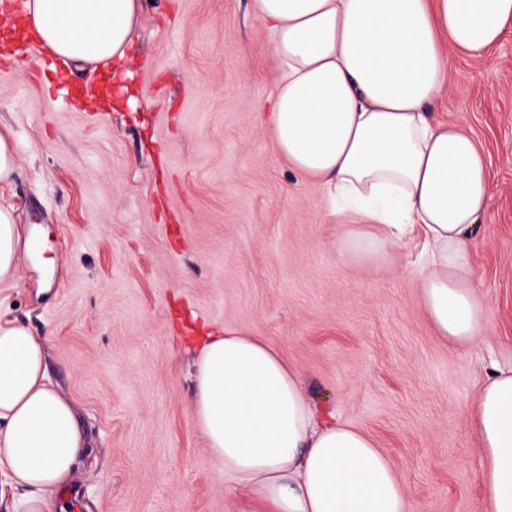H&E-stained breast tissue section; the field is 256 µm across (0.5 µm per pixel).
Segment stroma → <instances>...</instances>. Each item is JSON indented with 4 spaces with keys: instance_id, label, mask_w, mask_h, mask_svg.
<instances>
[{
    "instance_id": "35a3bbf8",
    "label": "stroma",
    "mask_w": 512,
    "mask_h": 512,
    "mask_svg": "<svg viewBox=\"0 0 512 512\" xmlns=\"http://www.w3.org/2000/svg\"><path fill=\"white\" fill-rule=\"evenodd\" d=\"M129 94L111 66L69 77L4 61L0 132L17 157L0 182L26 259L0 284V317L45 341L47 377L85 437L72 483L80 512H238L247 490L193 419V331L261 336L301 373L313 403L384 448L416 512H486L467 410L491 358L512 354V35L487 57L450 61L432 107L481 143L490 197L471 242L492 317L477 344L436 336L403 266L342 263L340 225L319 185L279 157L254 104L277 76L253 0H143Z\"/></svg>"
}]
</instances>
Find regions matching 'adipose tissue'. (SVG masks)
<instances>
[{
    "instance_id": "ef3b65f1",
    "label": "adipose tissue",
    "mask_w": 512,
    "mask_h": 512,
    "mask_svg": "<svg viewBox=\"0 0 512 512\" xmlns=\"http://www.w3.org/2000/svg\"><path fill=\"white\" fill-rule=\"evenodd\" d=\"M278 77L267 123L279 156L329 201L352 210L338 255L408 268L437 336L475 345L491 308L472 278L469 245L489 199L478 142L434 121L450 57H479L512 32V0H255ZM142 0H26L17 23L62 62L131 70ZM0 205V283L26 252ZM194 419L225 475L250 491L242 512H414L386 452L364 431L319 418L301 375L262 338L231 327L198 350ZM468 424L488 512H512V359H491ZM84 439L74 408L46 379L45 344L0 319V475L28 490L23 512H62Z\"/></svg>"
}]
</instances>
